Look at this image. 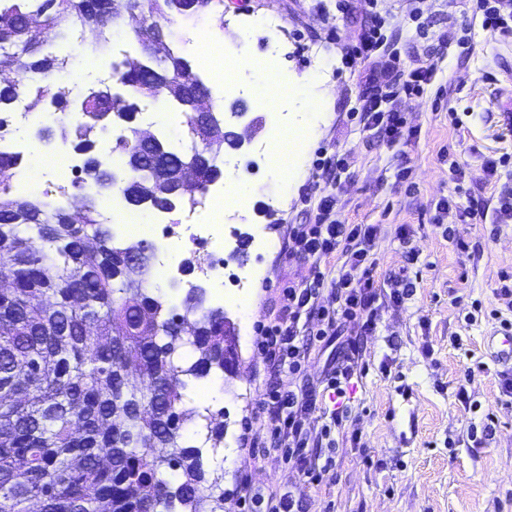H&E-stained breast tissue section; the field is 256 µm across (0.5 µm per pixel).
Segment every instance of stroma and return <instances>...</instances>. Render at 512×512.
Here are the masks:
<instances>
[{"label":"stroma","instance_id":"35a3bbf8","mask_svg":"<svg viewBox=\"0 0 512 512\" xmlns=\"http://www.w3.org/2000/svg\"><path fill=\"white\" fill-rule=\"evenodd\" d=\"M337 3L224 0L223 21L206 11L178 33L184 51L196 37L210 44L219 24L234 28L247 16L276 15V72L288 85L287 96L274 93L255 66L267 56L261 37L242 47L232 40L220 45V53L238 58L242 90L228 95L215 85L211 92L217 105H240L247 118L284 112L303 119L308 130L299 174L286 183L257 152L267 131L241 148H224L217 158L222 181L247 192V205L234 219L241 237L228 266L249 275L252 284L240 304L224 307L236 326V376L210 374L193 394L196 406L222 413L224 421V446L204 457V468L224 476V512H241L245 482L265 496H291L300 512H512V394L502 388L506 368L493 362L484 341L500 326L491 310L512 320V304L497 294L502 274H512V223L464 224L446 204L460 186L490 211L501 187H512V176L495 180L485 169L488 160L512 155V36L472 20L468 0H378L387 51L400 53L408 65L439 68L423 95L402 100L412 137L407 147L391 148L347 117L368 86L369 66L344 56L369 14L367 0H348L344 12ZM460 38L468 41V54L454 47ZM312 89L327 92L313 109L306 102ZM454 112L463 127L452 123ZM324 152L346 163L344 221L375 229L373 275L383 294L377 328L360 339L361 370L345 397L320 393L318 411L305 418L306 427L316 430L322 412L338 405L347 412L332 434L334 477L316 484L298 459L254 455L242 435L270 446L268 429L256 418L262 390L274 385L299 391L317 380L329 356L328 349L312 345L301 373L291 376L256 348L257 326L278 312L280 289L308 274L309 261L288 250V231L307 222L308 198L324 193L316 174ZM454 166L460 179L450 173ZM403 169L404 179L398 176ZM258 233L271 241L266 252H257L251 240ZM458 237L467 251L456 248ZM402 270L416 291L396 303L388 290ZM462 388L464 400L458 396ZM488 418L493 434L477 445L470 429Z\"/></svg>","mask_w":512,"mask_h":512}]
</instances>
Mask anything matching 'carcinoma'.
Instances as JSON below:
<instances>
[{
    "label": "carcinoma",
    "mask_w": 512,
    "mask_h": 512,
    "mask_svg": "<svg viewBox=\"0 0 512 512\" xmlns=\"http://www.w3.org/2000/svg\"><path fill=\"white\" fill-rule=\"evenodd\" d=\"M210 6V0H0V69L16 56L39 51L14 82L0 88V132L9 131L12 102L29 110L72 104L68 89L50 75L68 59L45 50L71 32L92 27L91 52L108 51L112 28L131 8L144 17L134 33L141 59L116 80L124 102L113 105L103 82L80 99L79 133L69 119L57 123L59 139L90 152L91 134H119L112 146L123 167L117 177L99 157L88 159L93 185L85 193L81 222L41 198H13L8 172L21 156L0 152V268L14 274L0 288V512H224L215 494L223 475L203 468L200 447L182 431L198 420L186 404L187 379L211 372L233 374L236 327L224 311L204 306L192 288L184 313L147 288L151 258L134 263L102 220L97 197L117 188L135 201L173 210L189 203L171 194L166 176L193 165L197 183L216 181L213 152L234 136L224 127L235 113L215 109L213 126L194 121L193 96L179 80L188 60L170 42L172 25ZM161 80L164 99L184 115L191 153L148 149L137 137L134 115ZM193 360L182 361V348Z\"/></svg>",
    "instance_id": "carcinoma-1"
}]
</instances>
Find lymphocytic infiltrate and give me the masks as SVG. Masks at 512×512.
Instances as JSON below:
<instances>
[{
  "instance_id": "obj_1",
  "label": "lymphocytic infiltrate",
  "mask_w": 512,
  "mask_h": 512,
  "mask_svg": "<svg viewBox=\"0 0 512 512\" xmlns=\"http://www.w3.org/2000/svg\"><path fill=\"white\" fill-rule=\"evenodd\" d=\"M384 43L382 27L377 24L364 30L349 51L350 56L372 65V90L361 98L356 116L363 130L376 131L388 146H405L411 133L398 108L400 97L421 94L424 84L435 77L437 68L429 64L403 72L399 58L383 57ZM341 209L338 195L327 193L312 206V221L292 228L289 248L311 259L310 273L300 284L284 288L280 315L260 331L258 346L263 354L273 366L292 374L300 372L306 355L298 339V328H305L310 340L330 346L342 339L344 329H354L357 336H363L377 327L381 293L373 278L374 227L345 223ZM338 254L343 255L344 261L332 279L337 306L330 310L319 303L320 289L327 279L321 265ZM261 403L268 415L275 447L283 449L285 456L298 457L310 481L322 482L330 468L319 465L315 450L332 429L341 427L343 411L332 410L329 423L314 432L306 429L303 415L317 408L315 390H269L264 392Z\"/></svg>"
}]
</instances>
